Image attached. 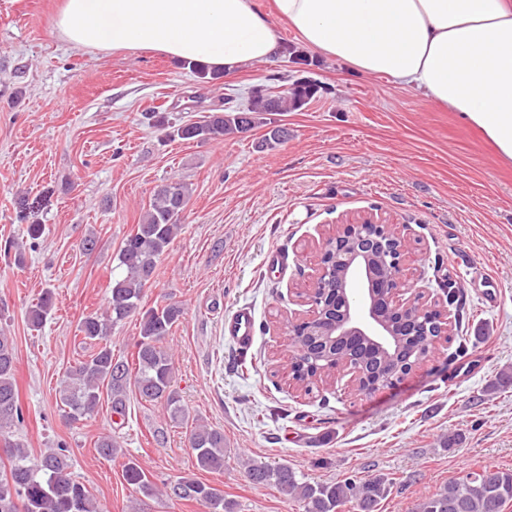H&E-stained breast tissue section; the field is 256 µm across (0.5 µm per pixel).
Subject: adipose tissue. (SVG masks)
<instances>
[{
	"instance_id": "obj_1",
	"label": "adipose tissue",
	"mask_w": 512,
	"mask_h": 512,
	"mask_svg": "<svg viewBox=\"0 0 512 512\" xmlns=\"http://www.w3.org/2000/svg\"><path fill=\"white\" fill-rule=\"evenodd\" d=\"M63 0V41L234 73L279 57L276 22L322 56L457 112L512 163V0Z\"/></svg>"
}]
</instances>
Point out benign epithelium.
<instances>
[{
    "label": "benign epithelium",
    "instance_id": "1",
    "mask_svg": "<svg viewBox=\"0 0 512 512\" xmlns=\"http://www.w3.org/2000/svg\"><path fill=\"white\" fill-rule=\"evenodd\" d=\"M407 254L406 240L397 229L372 217L345 224L336 234L326 238L317 255L315 276L307 290V294L313 297L309 301L310 314L288 323L289 354L300 352L305 336H320L328 342L345 336H362L383 349L390 348L399 353L395 327L379 315L370 297L364 293L355 297L351 293L354 281L362 282L367 276L373 277L371 267L374 265L391 267L390 274L383 276L380 284L386 313L399 316L406 323L429 314L435 318L433 336L426 340L430 351L448 343L452 330L448 300L422 291L409 294L404 269ZM334 278L339 280L347 298V315L341 320L331 319V307L325 297L327 283ZM334 362L336 373L349 376L348 386L362 396L384 391L424 364V360L419 359L402 365L393 376H374L349 356H338Z\"/></svg>",
    "mask_w": 512,
    "mask_h": 512
}]
</instances>
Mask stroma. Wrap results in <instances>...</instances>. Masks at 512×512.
<instances>
[{
  "mask_svg": "<svg viewBox=\"0 0 512 512\" xmlns=\"http://www.w3.org/2000/svg\"><path fill=\"white\" fill-rule=\"evenodd\" d=\"M60 2L0 0V328L14 339L25 413L14 437L30 459L66 443L74 477L108 512H205L192 500L143 496L122 477L131 457L155 481L211 485L236 512H300L252 483L246 458L319 482L387 477L393 487L377 512H417L485 465L512 471V164L454 112L320 57L292 27L277 33L294 55L203 83L154 51L62 42L53 29ZM301 78L320 91L300 110L273 114L288 138L264 152L263 126L220 142L181 140L144 117L153 109L172 125L198 121L225 98L241 105L254 88ZM172 181L187 184L190 199L143 303L183 307L165 348L186 417L132 392L122 428L106 396L94 416L67 423L60 380L94 351L78 322L105 310L116 253ZM369 213L406 237L411 286L436 294L454 282L470 317L394 388L362 397L341 379L304 394L288 377V320L308 309L319 243ZM31 224L44 225L41 238L27 237ZM88 236L97 240L90 252L81 248ZM45 288L54 308L36 331L27 309ZM241 306L255 318L243 350L224 326ZM198 421L223 430V471L197 469L189 436ZM115 429L119 453L103 458L96 443Z\"/></svg>",
  "mask_w": 512,
  "mask_h": 512,
  "instance_id": "obj_1",
  "label": "stroma"
}]
</instances>
